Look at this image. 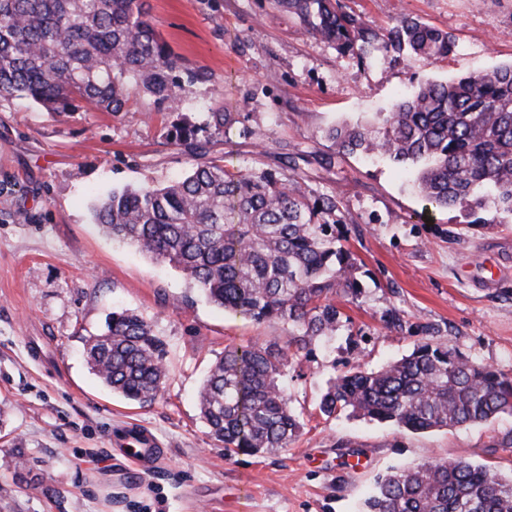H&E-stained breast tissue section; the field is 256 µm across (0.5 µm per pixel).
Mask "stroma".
Instances as JSON below:
<instances>
[{
  "mask_svg": "<svg viewBox=\"0 0 512 512\" xmlns=\"http://www.w3.org/2000/svg\"><path fill=\"white\" fill-rule=\"evenodd\" d=\"M379 31L404 17L446 31L447 58L361 59L306 33L269 0H145L161 39L204 80L181 112L140 94L123 112H47L0 102V512H361L378 476L426 459H462L512 477V415L428 434L323 415L328 381L375 369L430 336L512 374V221L466 223L461 209L425 214L409 169L341 155L333 125L375 124L429 80L512 64V0H342ZM231 124L211 155L233 172L296 169L314 195L341 203L336 233L353 252L359 297L346 317L285 368L281 382L302 427L272 454L225 458L197 393L225 348L280 340L287 324L255 323L210 303L180 270L150 260L96 224L98 198L162 186L191 159L167 130L216 107ZM127 309L163 341L169 377L154 402L113 395L83 347ZM162 445L140 467L123 430ZM26 481L6 466L15 444Z\"/></svg>",
  "mask_w": 512,
  "mask_h": 512,
  "instance_id": "stroma-1",
  "label": "stroma"
}]
</instances>
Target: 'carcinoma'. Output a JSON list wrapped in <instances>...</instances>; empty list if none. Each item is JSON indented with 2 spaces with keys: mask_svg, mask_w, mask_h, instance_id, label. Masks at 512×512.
<instances>
[{
  "mask_svg": "<svg viewBox=\"0 0 512 512\" xmlns=\"http://www.w3.org/2000/svg\"><path fill=\"white\" fill-rule=\"evenodd\" d=\"M312 36L361 59L378 53L437 60L453 52L447 32L403 17L384 33L341 0H269ZM178 57L146 19L144 0H0V101L26 97L47 112H120L138 90L181 111ZM227 112L204 125L183 117L169 136L193 161L161 187L112 191L95 208L112 237L193 280L213 304L255 322L288 324L279 342L227 348L199 389L200 414L226 456L288 447L300 429L281 383L293 357L343 327L336 296L361 294L355 258L336 236L334 194L312 196L300 177L234 175L209 158ZM342 153L363 151L412 169L424 210L466 205L473 224L488 200L512 217V64L429 81L373 128L334 127ZM92 373L113 393L144 404L165 387V349L142 316L115 311L86 340ZM414 433L451 430L512 414V376L430 337L376 370L333 378L320 401ZM366 512H512V479L463 460H424L382 477Z\"/></svg>",
  "mask_w": 512,
  "mask_h": 512,
  "instance_id": "obj_1",
  "label": "carcinoma"
}]
</instances>
